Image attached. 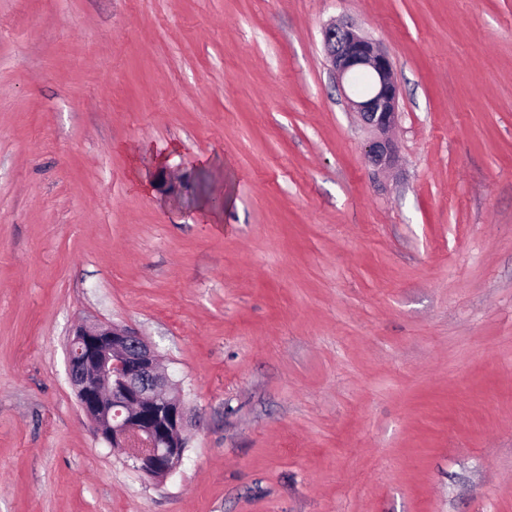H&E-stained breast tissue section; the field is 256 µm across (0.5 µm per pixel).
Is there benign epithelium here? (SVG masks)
Wrapping results in <instances>:
<instances>
[{
	"label": "benign epithelium",
	"mask_w": 512,
	"mask_h": 512,
	"mask_svg": "<svg viewBox=\"0 0 512 512\" xmlns=\"http://www.w3.org/2000/svg\"><path fill=\"white\" fill-rule=\"evenodd\" d=\"M323 46L338 83L349 86L354 74L368 75L366 92L345 98L373 134L366 149L371 166L393 169L399 88L389 55L354 24L337 20L325 26ZM67 372L98 439L124 452L153 481L177 471L187 447L189 408L179 383L141 336L106 322H81L67 342Z\"/></svg>",
	"instance_id": "obj_1"
}]
</instances>
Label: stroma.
Wrapping results in <instances>:
<instances>
[{"instance_id":"35a3bbf8","label":"stroma","mask_w":512,"mask_h":512,"mask_svg":"<svg viewBox=\"0 0 512 512\" xmlns=\"http://www.w3.org/2000/svg\"><path fill=\"white\" fill-rule=\"evenodd\" d=\"M339 18L394 64L387 175ZM82 320L179 382L166 481L92 433ZM0 512H512V0H0ZM132 166H131V178L137 184L142 187H146V174L144 172V165L147 161L156 166H160L165 161V155L152 153L146 148H136L132 151Z\"/></svg>"}]
</instances>
